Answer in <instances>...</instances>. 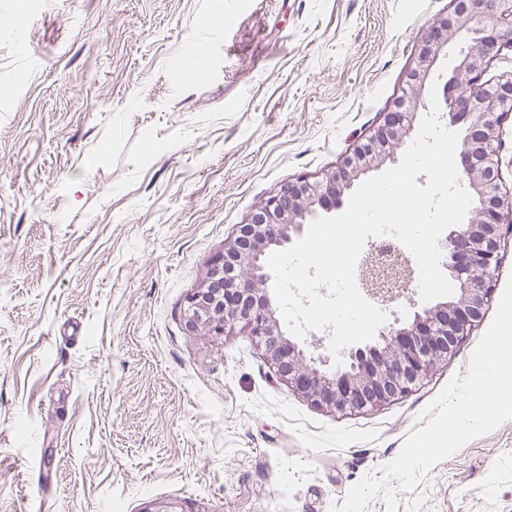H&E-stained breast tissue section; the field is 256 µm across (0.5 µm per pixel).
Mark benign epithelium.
Segmentation results:
<instances>
[{
	"instance_id": "benign-epithelium-1",
	"label": "benign epithelium",
	"mask_w": 512,
	"mask_h": 512,
	"mask_svg": "<svg viewBox=\"0 0 512 512\" xmlns=\"http://www.w3.org/2000/svg\"><path fill=\"white\" fill-rule=\"evenodd\" d=\"M451 12L436 19L429 43L410 72L406 98L419 100L423 80L439 49L455 39L465 46L456 75L444 87L450 121L464 123L458 167L474 192L472 217L450 227L445 238L448 276L459 283L458 298L395 322L375 339L340 351L348 365L332 375L280 330L265 285L269 275L263 257L271 247L292 242L302 224L322 209L342 204L345 192L363 171L393 158L389 151H368L374 142L398 145L409 134L413 113L386 112L373 133L355 144L336 170L322 180L302 178L264 200L224 250L209 264L206 277L186 296L183 318L193 334L206 329L217 336L242 326L263 348L275 372L318 407L338 413L378 409L410 394L433 367L456 355L482 320L494 293L501 243L512 235L508 222L512 198L501 192L500 128L512 116V71L482 80L489 66L512 51V0H452Z\"/></svg>"
}]
</instances>
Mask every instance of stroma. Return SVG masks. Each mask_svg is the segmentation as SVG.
I'll use <instances>...</instances> for the list:
<instances>
[{
	"mask_svg": "<svg viewBox=\"0 0 512 512\" xmlns=\"http://www.w3.org/2000/svg\"><path fill=\"white\" fill-rule=\"evenodd\" d=\"M451 0H0V512H332L470 358L341 416L183 301L255 207L399 100ZM204 52V72L189 58ZM389 509L512 512V419Z\"/></svg>",
	"mask_w": 512,
	"mask_h": 512,
	"instance_id": "obj_1",
	"label": "stroma"
}]
</instances>
